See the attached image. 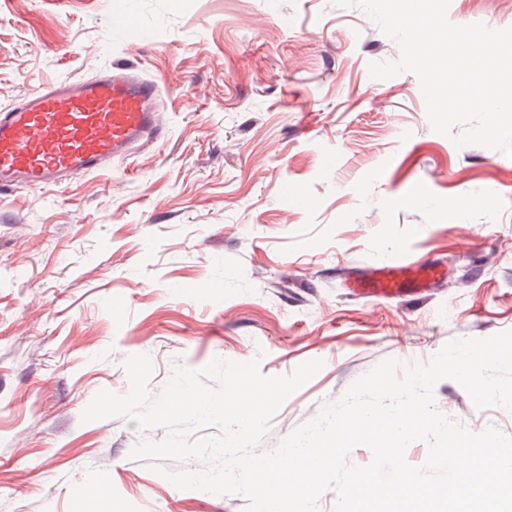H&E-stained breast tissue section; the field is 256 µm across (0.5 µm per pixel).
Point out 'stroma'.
Listing matches in <instances>:
<instances>
[{
  "label": "stroma",
  "instance_id": "obj_1",
  "mask_svg": "<svg viewBox=\"0 0 512 512\" xmlns=\"http://www.w3.org/2000/svg\"><path fill=\"white\" fill-rule=\"evenodd\" d=\"M448 18L512 27L498 0H451ZM399 55L331 0H0V108L130 63L167 122L99 173L0 193V512H81L101 476L98 512H245L129 458L163 429L82 422L99 391L129 392L130 355L151 357L155 396L177 362L257 357L280 376L322 360L267 451L385 359L512 330V158L434 132L415 74L371 77ZM396 252L438 261L444 283L358 299L336 276ZM435 399L512 436V414L453 380Z\"/></svg>",
  "mask_w": 512,
  "mask_h": 512
}]
</instances>
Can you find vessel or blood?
Returning a JSON list of instances; mask_svg holds the SVG:
<instances>
[{"label":"vessel or blood","instance_id":"vessel-or-blood-1","mask_svg":"<svg viewBox=\"0 0 512 512\" xmlns=\"http://www.w3.org/2000/svg\"><path fill=\"white\" fill-rule=\"evenodd\" d=\"M154 82L116 65L93 79L58 80L0 108V190L45 189L105 169L166 131ZM437 277L432 262L382 260L345 286L360 298L423 295Z\"/></svg>","mask_w":512,"mask_h":512}]
</instances>
